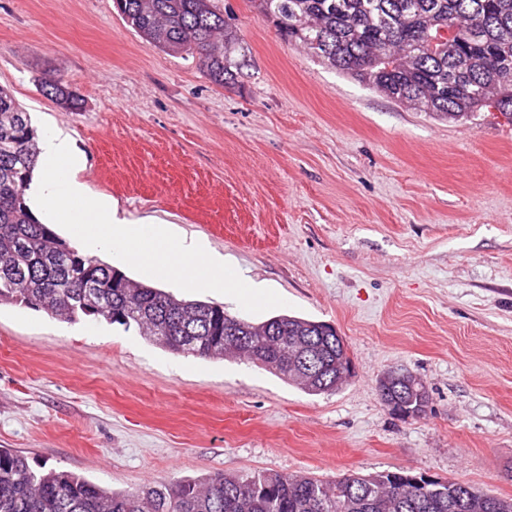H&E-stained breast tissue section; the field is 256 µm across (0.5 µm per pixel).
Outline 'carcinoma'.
<instances>
[{"mask_svg": "<svg viewBox=\"0 0 512 512\" xmlns=\"http://www.w3.org/2000/svg\"><path fill=\"white\" fill-rule=\"evenodd\" d=\"M147 42L199 60L224 86L247 67L237 30L212 0H116ZM256 15L342 74L417 112L465 123L495 110L512 123V0H250ZM41 91L78 109L54 76ZM28 113L0 86V301H15L75 322L84 277L100 285L99 316L135 326L184 355L247 358L309 394L337 389L352 375L347 349L323 322L279 315L262 323L224 305L187 302L138 285L120 269L83 258L77 271L58 251L59 236L29 210L24 191L36 167ZM250 341L231 349L235 336ZM393 372L381 395L395 414H426L423 382ZM0 512H512V501L455 480L406 472L346 473L332 481L277 473L230 475L114 492L65 471H37L0 448Z\"/></svg>", "mask_w": 512, "mask_h": 512, "instance_id": "cac0c4a2", "label": "carcinoma"}]
</instances>
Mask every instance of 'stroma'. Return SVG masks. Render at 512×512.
Listing matches in <instances>:
<instances>
[{"mask_svg": "<svg viewBox=\"0 0 512 512\" xmlns=\"http://www.w3.org/2000/svg\"><path fill=\"white\" fill-rule=\"evenodd\" d=\"M216 4L249 60L224 86L142 39L114 0H0V86L36 132L73 139L79 180L118 219L205 240L285 314L333 325L353 375L312 395L243 359L1 302L0 448L116 492L403 469L511 500L512 123L406 109L288 44L249 0ZM47 74L79 111L40 91ZM397 369L424 382L425 415L381 401Z\"/></svg>", "mask_w": 512, "mask_h": 512, "instance_id": "35a3bbf8", "label": "stroma"}]
</instances>
